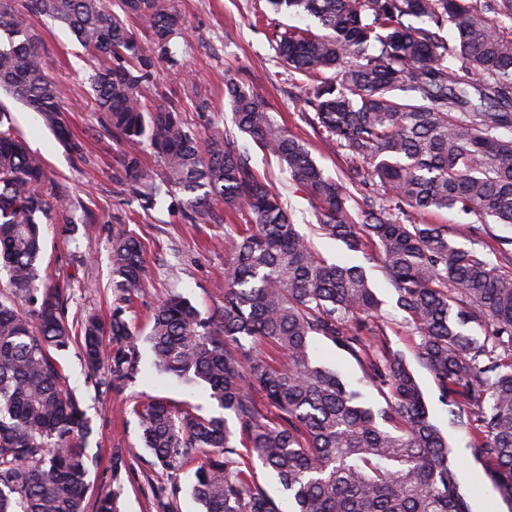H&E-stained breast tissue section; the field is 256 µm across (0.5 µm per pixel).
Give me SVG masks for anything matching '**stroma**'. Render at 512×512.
<instances>
[{
  "label": "stroma",
  "instance_id": "35a3bbf8",
  "mask_svg": "<svg viewBox=\"0 0 512 512\" xmlns=\"http://www.w3.org/2000/svg\"><path fill=\"white\" fill-rule=\"evenodd\" d=\"M170 2L186 22L185 34L176 40L174 47L183 51L184 66L193 73L195 83L184 85L177 75L160 69L155 85L146 93L149 103H161L168 98L180 101L188 122L205 136L216 129L233 128L231 110L224 98L225 75L264 86L277 120L308 143L326 175L341 179L344 166L341 151L335 141L310 123L301 78L277 65L270 42L272 29L303 28L313 25V18L293 12H270L266 0ZM33 24L43 42L48 72L61 91L66 120L87 143V162L72 161L35 113L13 101L7 107L30 150L45 159L50 175L67 181L98 217L97 223L84 231H71L62 223L44 227L43 267L50 280L72 286L69 315L86 309L105 319L111 316L116 300L106 228L126 221L145 246L149 269L139 298L125 310L135 330L143 335L149 332L154 306L172 291L181 293L202 313L212 312L224 298L227 262L223 250L214 248L213 241L224 234L237 233L247 223V215L230 214L221 224H186L178 206L168 200L146 213L135 210L128 202L125 187L112 178L118 146L95 132L94 104L81 86L89 65L85 50L74 42L66 28L50 19L37 17ZM203 100L208 102V109H200ZM248 152L258 176L279 192L299 231L318 253L331 262L364 264L382 303L388 338L404 353L432 423L447 437L452 448L457 482L471 512H512V499L502 495L490 471L474 458L469 432L451 424L449 406L434 376L417 359L419 338L396 308L395 292L382 266L375 261L364 262L361 254L349 251L342 241L324 235L312 202L292 184L283 165L256 145H249ZM78 251L84 253V261H76L74 254ZM314 348L321 363L338 371L368 402L381 404V397L365 382L353 358L324 341L316 342ZM139 350L141 371L120 391L98 386L86 371L78 349H70L60 358L92 421L93 434L87 447L94 459L90 473L92 493L116 495L119 512H162L161 505L165 502L170 503L174 512H199L200 506L190 489L195 462H185L167 471L156 466L149 450L140 442V423L131 408L137 401L165 399L208 416L217 414V405L203 386L159 373L153 365L149 344L140 343Z\"/></svg>",
  "mask_w": 512,
  "mask_h": 512
}]
</instances>
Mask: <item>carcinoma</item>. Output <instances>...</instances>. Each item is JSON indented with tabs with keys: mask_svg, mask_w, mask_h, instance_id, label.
Segmentation results:
<instances>
[{
	"mask_svg": "<svg viewBox=\"0 0 512 512\" xmlns=\"http://www.w3.org/2000/svg\"><path fill=\"white\" fill-rule=\"evenodd\" d=\"M320 30L272 32L276 58L303 76L311 121L350 161L347 183L325 175L306 144L272 115L259 87L224 78L238 132L286 165L313 200L324 233L379 258L396 306L419 336L472 453L512 500V0H267ZM66 27L97 59L84 73L98 133L120 146L116 178L142 211L182 194V219L221 224L216 205L250 220L224 239V299L209 315L173 292L141 337L124 317L146 277L142 241L109 228V321L68 319L67 289L45 283L42 225L94 224L71 187L48 176L0 108V512H87L93 434L58 356L75 346L88 372L122 389L155 368L203 384L224 410L203 416L165 400L138 403L143 447L169 469L193 456L202 512H281L238 456L249 447L288 491L292 512H470L445 436L393 348L366 270L330 263L296 228L279 193L255 174L233 134L201 138L172 104L143 92L162 64L181 76L172 41L184 18L168 0H0V91L30 111L73 160L82 144L63 118L31 25ZM452 38H447L446 34ZM156 163L149 165L145 155ZM456 209L466 224H418ZM352 357L385 406L375 410L317 364L311 341Z\"/></svg>",
	"mask_w": 512,
	"mask_h": 512,
	"instance_id": "1",
	"label": "carcinoma"
}]
</instances>
